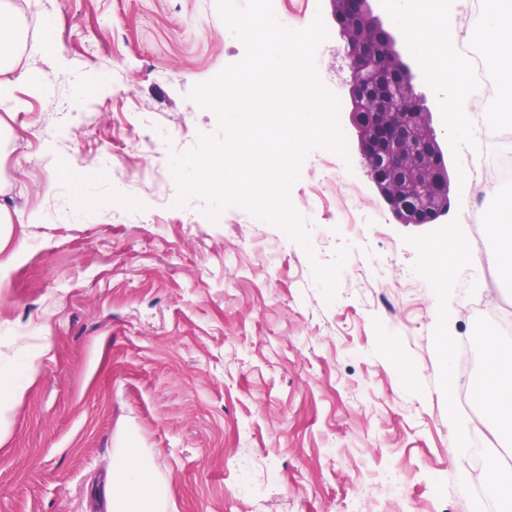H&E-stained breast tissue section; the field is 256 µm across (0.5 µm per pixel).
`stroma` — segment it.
Masks as SVG:
<instances>
[{
	"instance_id": "stroma-1",
	"label": "stroma",
	"mask_w": 512,
	"mask_h": 512,
	"mask_svg": "<svg viewBox=\"0 0 512 512\" xmlns=\"http://www.w3.org/2000/svg\"><path fill=\"white\" fill-rule=\"evenodd\" d=\"M55 16L56 50L25 41L7 72L12 135L0 148L9 205L30 222L0 270V361L47 345L40 374L0 447V512H103L97 498L118 445L146 449L170 483V512H499L474 448L512 465V438L485 430L474 399L449 407L438 355L427 244L461 221L399 223L362 167L321 183L306 159L291 200L320 261L349 244L339 295L326 303L304 251L232 207L175 195L167 153L137 146L140 113L178 128L169 150L216 128L188 94L244 55L215 0H24ZM109 155L112 165L96 161ZM360 187L379 224L351 225ZM96 205L83 206L86 195ZM454 267V337L478 377L485 339L512 334L467 294L512 309V284L487 256ZM456 410L482 426L448 449ZM397 466L399 494L383 490ZM467 494L457 490L459 475Z\"/></svg>"
}]
</instances>
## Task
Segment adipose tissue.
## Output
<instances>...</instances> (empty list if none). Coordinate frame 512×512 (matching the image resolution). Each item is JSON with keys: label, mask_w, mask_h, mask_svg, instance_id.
<instances>
[{"label": "adipose tissue", "mask_w": 512, "mask_h": 512, "mask_svg": "<svg viewBox=\"0 0 512 512\" xmlns=\"http://www.w3.org/2000/svg\"><path fill=\"white\" fill-rule=\"evenodd\" d=\"M480 224L496 236L500 273L512 280V194L497 196L493 210L482 217ZM471 233V225H459L452 231L451 245L432 244L427 248L429 273L439 283L438 302L448 298L449 267L473 259L463 249ZM485 347L488 358L472 395L494 421L512 426V348L502 346L493 337L486 339ZM37 372L38 356L34 353L0 364V440L8 435L10 415ZM104 496L106 512H169L171 507L168 481L155 475L149 453L141 448L115 449Z\"/></svg>", "instance_id": "obj_1"}]
</instances>
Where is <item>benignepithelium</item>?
Masks as SVG:
<instances>
[{"label":"benign epithelium","instance_id":"7a95c632","mask_svg":"<svg viewBox=\"0 0 512 512\" xmlns=\"http://www.w3.org/2000/svg\"><path fill=\"white\" fill-rule=\"evenodd\" d=\"M332 13L348 35L345 52L351 71L348 121L353 129L366 175L396 211L401 224L415 220L397 210L401 180L416 189L448 192L447 155L432 127L429 112H417L408 94L412 77L401 64L393 39L373 14L369 0H330ZM379 71L393 82L394 93H380L369 81Z\"/></svg>","mask_w":512,"mask_h":512}]
</instances>
